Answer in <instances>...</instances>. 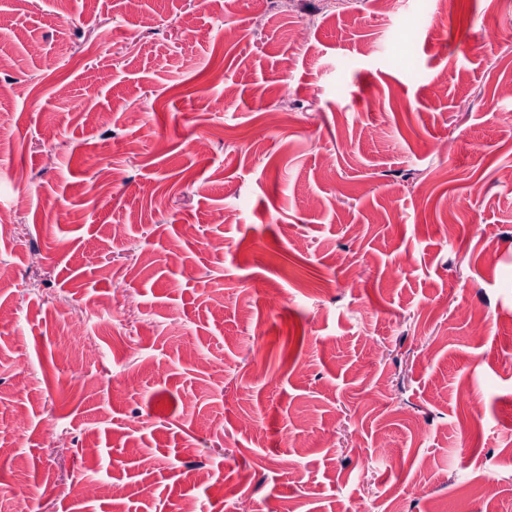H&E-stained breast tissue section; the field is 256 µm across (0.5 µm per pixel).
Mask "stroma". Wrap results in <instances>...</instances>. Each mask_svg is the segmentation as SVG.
Wrapping results in <instances>:
<instances>
[{
    "mask_svg": "<svg viewBox=\"0 0 512 512\" xmlns=\"http://www.w3.org/2000/svg\"><path fill=\"white\" fill-rule=\"evenodd\" d=\"M142 2L0 0V512H512V0Z\"/></svg>",
    "mask_w": 512,
    "mask_h": 512,
    "instance_id": "35a3bbf8",
    "label": "stroma"
}]
</instances>
